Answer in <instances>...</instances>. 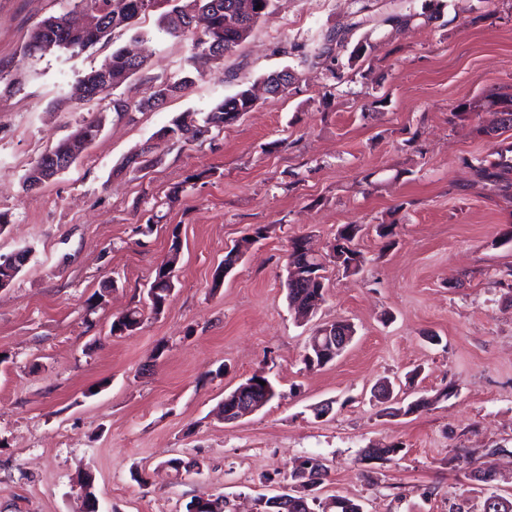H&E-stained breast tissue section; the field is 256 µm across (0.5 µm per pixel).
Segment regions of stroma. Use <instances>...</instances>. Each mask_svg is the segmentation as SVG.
<instances>
[{"label": "stroma", "instance_id": "stroma-1", "mask_svg": "<svg viewBox=\"0 0 512 512\" xmlns=\"http://www.w3.org/2000/svg\"><path fill=\"white\" fill-rule=\"evenodd\" d=\"M422 3L278 0L184 93L145 108L191 54L157 14L95 48L28 59L33 29L67 2L0 0V255L30 252L0 289V512H80L84 471L98 512H186L202 494L252 512L304 456L325 468L316 495L363 512H479L490 492L512 497V186L474 171L512 145V130L485 134L512 105V0H442L432 22L384 24ZM350 24L370 36L369 56L316 59L324 36ZM118 47L143 69L79 101V78ZM285 68V94L260 95L198 139L160 142L174 119ZM91 120L102 130L70 168L27 189L40 156ZM137 152L145 167L128 166ZM346 224L360 227L365 265L353 275L328 264L324 300L299 322L284 285L290 242L325 254ZM257 226L264 239L215 283L226 249ZM174 231L170 300L111 335L143 304ZM336 321L354 326L352 343L306 369L308 336ZM259 370L275 396L225 423V396ZM386 381L405 402L433 403L390 414L374 396ZM325 402L331 414L316 418ZM391 444L392 461L362 463L364 449ZM487 448L502 473L491 487L474 477ZM172 458L189 471L168 468Z\"/></svg>", "mask_w": 512, "mask_h": 512}]
</instances>
